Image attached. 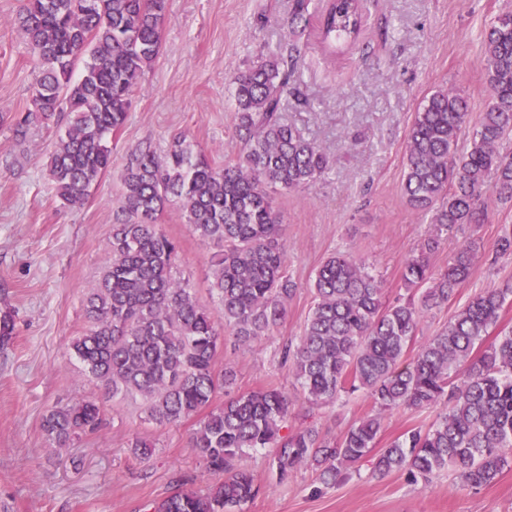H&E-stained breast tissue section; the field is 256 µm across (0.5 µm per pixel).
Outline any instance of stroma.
Returning a JSON list of instances; mask_svg holds the SVG:
<instances>
[{
  "instance_id": "1",
  "label": "stroma",
  "mask_w": 512,
  "mask_h": 512,
  "mask_svg": "<svg viewBox=\"0 0 512 512\" xmlns=\"http://www.w3.org/2000/svg\"><path fill=\"white\" fill-rule=\"evenodd\" d=\"M292 5L169 0L158 57L112 139L111 168L82 208L63 207L48 180L54 122L32 125L23 139L0 123V313L15 319L11 340L0 344V512H143L168 495L177 474L199 472L189 446L196 418L156 427L139 397L105 399L106 426L68 448L49 445L42 419L54 406L99 392L70 343L86 326L84 294L105 264L131 154L144 145L164 153L173 137L183 135L213 165L241 162L231 79L262 54H294L282 113L330 164L312 187L271 189L284 219L287 272L297 292L269 338L248 350L226 339L216 366L234 368L236 394L282 387L295 425H316L331 438L371 413L370 398L360 392L310 408L295 379L280 368L278 345L302 336L314 305L311 284L331 254L364 260L387 298L399 293L406 258L434 230L431 213L411 209L402 191L409 126L431 91L459 89L470 105L464 134L472 136L491 100L481 67L485 33L499 13L512 11V0H363L357 43L335 50L322 43L318 30L326 0H310L298 24ZM20 6L21 0H0V113L25 110L37 76L14 28ZM485 207L484 223L450 233L433 253L432 265L442 269L463 243L477 244L469 279L447 306L424 318L418 341L512 275V256L495 255L497 239L512 232V202L489 192ZM161 223L180 246L178 277L189 279L200 301L213 306V245L193 232L177 204L166 208ZM137 436L154 442L150 458L132 454L129 444ZM269 461L265 449L244 457L265 491L242 512H512V465L492 484L471 491L449 473L428 485L410 482L403 472L378 477L367 462L330 487L308 467L279 484Z\"/></svg>"
}]
</instances>
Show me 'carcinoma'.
<instances>
[{"label": "carcinoma", "mask_w": 512, "mask_h": 512, "mask_svg": "<svg viewBox=\"0 0 512 512\" xmlns=\"http://www.w3.org/2000/svg\"><path fill=\"white\" fill-rule=\"evenodd\" d=\"M166 6L167 0H22L15 25L40 76L25 113L1 114L0 121L10 120L21 138L36 121H65L46 169L55 196L68 208L83 207L112 165L110 141L158 55ZM360 27L359 0H328L321 22L327 46L356 43ZM481 64L492 100L465 149L459 141L468 101L453 90L428 95L408 131L403 193L411 208L434 210L435 234L405 260V294L388 301L364 264L333 254L315 274L314 306L302 336L282 344L281 365L310 406H330L355 392L372 399L377 412L334 440L314 426H293L288 394L275 387L216 403L236 380L233 368L215 367L224 336L244 348L261 342L286 317L297 291L285 272V225L268 189L311 186L328 166L320 146L281 115L288 72L270 57L232 79L243 163L216 167L181 136L162 156L149 148L133 153L118 200L122 218L112 225L100 278L85 293L87 327L71 349L104 395L140 396L155 424L200 416L189 447L203 470L180 475L148 512L241 508L260 493L242 464L256 448L269 449L280 483L310 465L322 484H335L370 457L377 476L405 471L428 482L452 470L462 485L477 490L508 465L512 330L484 341L512 302V277L474 297L407 359L420 322L455 298L473 266L476 244L470 241L446 268L434 269L430 258L439 238L462 224L484 223L489 176L498 199L512 201V158L496 150L512 134V11L488 28ZM171 202L215 247L209 290L217 295L216 309L173 274L180 247L159 222ZM433 407L440 411L430 425L377 449L381 413ZM105 424L103 402L91 398L52 408L43 430L51 445L63 448ZM199 480L212 484L199 490Z\"/></svg>", "instance_id": "obj_1"}]
</instances>
